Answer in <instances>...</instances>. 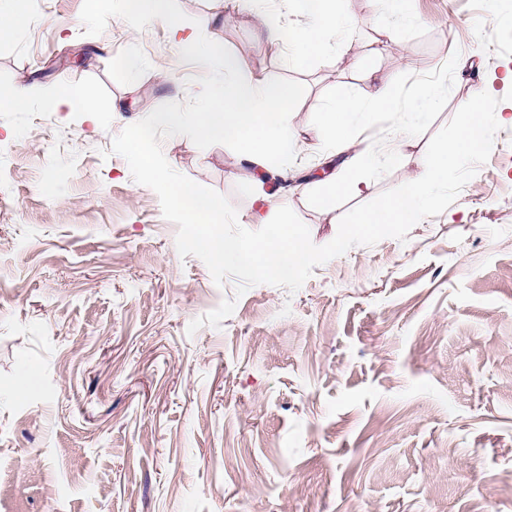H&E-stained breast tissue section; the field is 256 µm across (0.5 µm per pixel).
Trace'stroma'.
I'll return each mask as SVG.
<instances>
[{
  "instance_id": "1",
  "label": "stroma",
  "mask_w": 512,
  "mask_h": 512,
  "mask_svg": "<svg viewBox=\"0 0 512 512\" xmlns=\"http://www.w3.org/2000/svg\"><path fill=\"white\" fill-rule=\"evenodd\" d=\"M83 0H25L27 26L0 41V512H512V124L441 214L406 241L356 246L314 267L296 292L215 284L180 256L157 194L133 181L113 138L158 106L196 95L205 69L180 58L202 33L243 76L294 85L286 180L256 199L240 155L164 139L171 167L224 195L255 231L294 210L314 244L341 216L416 174L430 138L486 91L512 114V0H342L343 30L297 63L309 18L264 0L278 30L213 24L212 0H178L179 29L119 17L88 36ZM396 76L401 109L368 114L337 151L320 114L338 93L367 98L371 73ZM431 112L396 131L426 87ZM51 89L89 94L83 113L48 115ZM358 192L322 210L312 171L389 142ZM236 299L220 327L189 323Z\"/></svg>"
}]
</instances>
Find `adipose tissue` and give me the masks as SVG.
I'll use <instances>...</instances> for the list:
<instances>
[{
    "label": "adipose tissue",
    "mask_w": 512,
    "mask_h": 512,
    "mask_svg": "<svg viewBox=\"0 0 512 512\" xmlns=\"http://www.w3.org/2000/svg\"><path fill=\"white\" fill-rule=\"evenodd\" d=\"M301 12L312 20L294 41L298 60H306L324 43L325 28L335 20L336 0H301ZM372 91L360 99L341 94L321 115V122L333 135L335 147L349 149L350 134L358 115L366 112H395L399 109L396 81L385 74H372ZM294 88L266 90L259 82L228 78L223 88L210 94L196 114L203 137L215 142L236 144L244 160L254 167L286 156L293 134L285 114L295 102Z\"/></svg>",
    "instance_id": "1"
}]
</instances>
